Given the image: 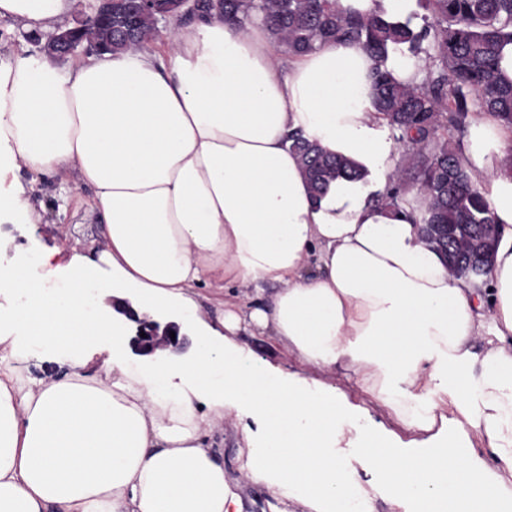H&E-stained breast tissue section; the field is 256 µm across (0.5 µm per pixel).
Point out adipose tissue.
<instances>
[{"mask_svg": "<svg viewBox=\"0 0 512 512\" xmlns=\"http://www.w3.org/2000/svg\"><path fill=\"white\" fill-rule=\"evenodd\" d=\"M71 6L0 0V19L37 32ZM374 67L356 44L284 59L265 26L215 15L173 28L160 56L132 48L65 72L0 62V182L21 167L76 173L103 243L71 254L61 295L28 255L0 266V294L23 298L0 327V512H243V480L272 512H512V126L474 112L459 149L500 226L476 288L422 238L415 205L378 203L398 144ZM294 132L359 179L312 195ZM260 284L274 291L257 304L228 292ZM200 286L224 299L216 325L200 323L188 353L130 364L111 299L181 322ZM242 331L346 376L357 398L256 359L232 342ZM37 349L56 378L25 372ZM244 416L260 444L236 482L215 433ZM351 460L381 485L351 480Z\"/></svg>", "mask_w": 512, "mask_h": 512, "instance_id": "adipose-tissue-1", "label": "adipose tissue"}]
</instances>
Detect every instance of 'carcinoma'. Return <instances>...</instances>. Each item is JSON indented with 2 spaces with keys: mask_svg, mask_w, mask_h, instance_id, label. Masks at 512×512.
<instances>
[{
  "mask_svg": "<svg viewBox=\"0 0 512 512\" xmlns=\"http://www.w3.org/2000/svg\"><path fill=\"white\" fill-rule=\"evenodd\" d=\"M427 11L424 25L390 22L380 15L345 12L337 0H199L196 15L220 13L237 29L257 21L274 43L304 53L325 43H358L376 61L375 106L394 138L408 151L398 183L410 182L422 196L418 223L444 224L451 235L429 239L448 252V263L462 270L489 247L481 226L493 223L488 204L472 188L458 147L437 135L446 123L461 127L470 112H493L512 125V83L497 78L503 40H512V0H417ZM162 14L126 3L113 11L112 52L144 48L159 36ZM409 44L433 60L419 85L393 81L382 68L391 48ZM311 192L320 194L338 178H358L352 161L324 153L300 136L292 137Z\"/></svg>",
  "mask_w": 512,
  "mask_h": 512,
  "instance_id": "cac0c4a2",
  "label": "carcinoma"
}]
</instances>
